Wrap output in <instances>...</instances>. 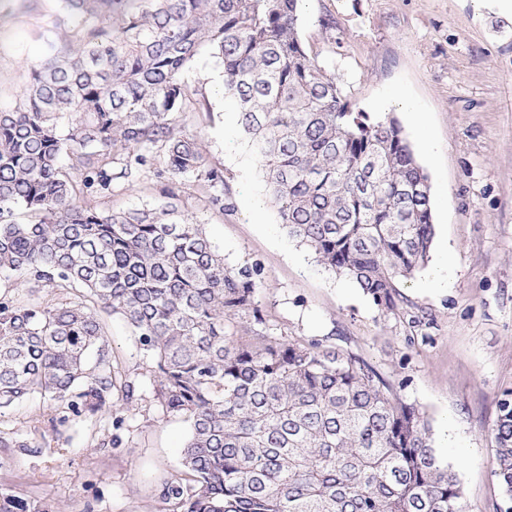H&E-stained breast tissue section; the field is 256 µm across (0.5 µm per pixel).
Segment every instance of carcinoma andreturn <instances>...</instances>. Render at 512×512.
<instances>
[{
	"mask_svg": "<svg viewBox=\"0 0 512 512\" xmlns=\"http://www.w3.org/2000/svg\"><path fill=\"white\" fill-rule=\"evenodd\" d=\"M39 57L0 107V409L40 393L94 416L129 408L99 312L153 362V398L190 424L165 512H465L430 422L371 367L263 335L260 268L231 267L185 215L196 183L224 211V170L182 114L209 110L188 73L204 47L288 235L383 311L429 261L431 186L393 116L356 112L300 37V0H49ZM153 209L101 206L145 173ZM493 475L512 497V391ZM0 512H37L1 493Z\"/></svg>",
	"mask_w": 512,
	"mask_h": 512,
	"instance_id": "1",
	"label": "carcinoma"
}]
</instances>
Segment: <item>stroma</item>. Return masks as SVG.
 <instances>
[{"label":"stroma","instance_id":"stroma-1","mask_svg":"<svg viewBox=\"0 0 512 512\" xmlns=\"http://www.w3.org/2000/svg\"><path fill=\"white\" fill-rule=\"evenodd\" d=\"M300 35L354 109L398 119L429 176L433 257L408 280V306L380 310L290 238L266 203L258 163L223 93V64L202 50L188 74L209 112H187L211 161L223 164L224 212L187 184L190 216L205 224L226 263L261 266L255 303L264 332L352 354L404 401L421 406L434 433L452 420L465 456L449 451L466 512H507L493 474L492 427L512 390V11L499 0H302ZM423 112L417 126L410 110ZM264 203L261 219L248 211ZM448 256V290L427 283ZM117 377L136 403L113 429L111 414L64 417L40 394L0 411V491L39 512H163L159 497L188 435L150 395L151 361L119 317L105 316Z\"/></svg>","mask_w":512,"mask_h":512}]
</instances>
